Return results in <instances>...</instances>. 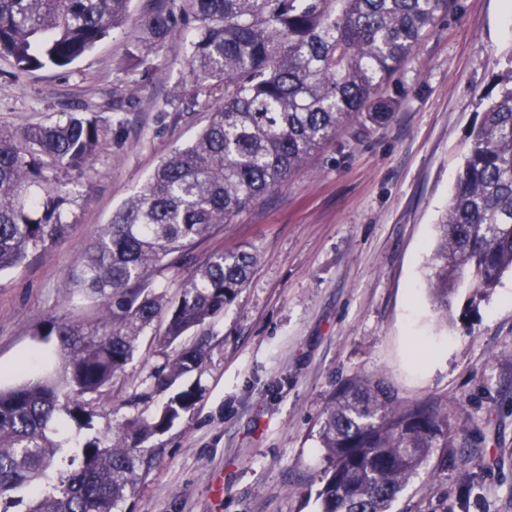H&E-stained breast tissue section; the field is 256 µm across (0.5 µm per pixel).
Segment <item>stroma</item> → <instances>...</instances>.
Instances as JSON below:
<instances>
[{
	"mask_svg": "<svg viewBox=\"0 0 512 512\" xmlns=\"http://www.w3.org/2000/svg\"><path fill=\"white\" fill-rule=\"evenodd\" d=\"M145 54L151 63L139 66ZM190 54L179 35L146 47L128 23L64 70L15 79L0 58V128L52 123L90 103L105 131L66 237L0 275L1 388L26 382L32 362L36 377L56 374L48 323L101 317V302L66 285L113 211L207 125L208 92L188 104L176 97L192 83ZM510 68L504 0H453L384 87L391 120L357 114L285 188L199 239L187 264L153 275L174 302L214 254L244 247L255 256L223 313L170 345L156 323L124 374L82 398L90 427L68 423L72 448L197 389L196 404L155 437L162 451L119 512H319L328 465L319 422L333 392L358 376L447 407L459 434L447 463L431 458L392 512H512V272L485 295L458 289L444 313L428 290L436 226L471 129ZM200 343L203 364L159 387L157 367Z\"/></svg>",
	"mask_w": 512,
	"mask_h": 512,
	"instance_id": "stroma-1",
	"label": "stroma"
}]
</instances>
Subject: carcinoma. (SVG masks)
Instances as JSON below:
<instances>
[{"label":"carcinoma","mask_w":512,"mask_h":512,"mask_svg":"<svg viewBox=\"0 0 512 512\" xmlns=\"http://www.w3.org/2000/svg\"><path fill=\"white\" fill-rule=\"evenodd\" d=\"M194 28L188 62L195 81L222 91L209 124L174 150L117 210L85 249L70 287L102 300L96 326H52L63 355L54 381L0 389V496L29 490L26 512H115L159 449L144 443L195 403L194 388L171 397L151 418L137 416L80 450L77 468L49 483L66 460L54 439L64 418L81 423L80 399L101 392L139 351L163 313L151 274L189 260L194 243L229 224L257 198L283 188L353 116L388 120L377 91L413 53L451 0H185ZM131 0H0V55L15 73L65 69L129 21L146 43L180 31L174 3L159 0L134 16ZM470 134L448 210L437 224L428 288L437 307L465 274L487 291L512 269V70L496 83ZM103 129L95 116L66 112L49 124L0 128V272L68 233L75 186ZM254 256L216 254L183 285L169 309L173 343L224 311L248 281ZM206 352L184 348L156 376L169 385L196 370ZM328 467L320 512H390L435 449L447 462L456 440L448 413L398 399L361 378L336 391L317 432Z\"/></svg>","instance_id":"1"}]
</instances>
